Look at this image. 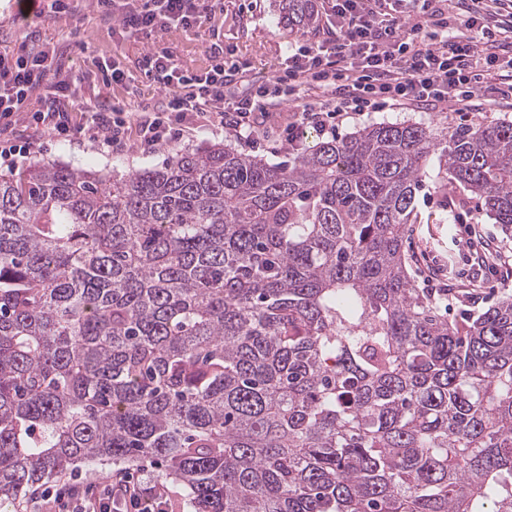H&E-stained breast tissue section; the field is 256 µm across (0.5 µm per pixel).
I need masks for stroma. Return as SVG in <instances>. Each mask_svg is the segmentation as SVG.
Masks as SVG:
<instances>
[{"instance_id":"35a3bbf8","label":"stroma","mask_w":512,"mask_h":512,"mask_svg":"<svg viewBox=\"0 0 512 512\" xmlns=\"http://www.w3.org/2000/svg\"><path fill=\"white\" fill-rule=\"evenodd\" d=\"M277 2L214 0L210 18L203 27L189 32L166 31L145 39L114 34L111 16L99 11L94 0H70L69 9L61 12L40 5L38 16L28 23L20 20L16 0H0V52L15 53L31 42L55 47L65 66L79 78L76 112H83L85 104L104 100L123 104L134 112L164 95L160 86L146 79L138 67L141 55L154 47L170 49L179 64L191 71L206 67L210 56L220 51L246 65L254 83L281 74L289 49L302 37L289 32L281 22ZM96 57L118 63L125 72L123 82L106 80L92 63ZM294 111V105L285 106L275 120L260 126L250 145L226 139L223 131L211 126L193 129L189 135L153 147L140 144L133 135L126 148L118 152L101 151L89 142L74 146L45 133L37 138L31 153L19 159L18 165L25 168L50 160L77 169L125 176L161 165L175 151L221 141L235 152L283 165L290 156L277 152L276 147L292 122ZM497 119L511 121L512 108L496 106L468 120L444 105L434 109L386 107L348 120L339 134L346 137L380 123L454 128L468 121L479 125ZM443 178L438 160H431L424 186L417 195L416 219L409 227L404 251L411 276H418V260L422 257L438 269L440 283L446 284L457 297L447 310L448 318L452 319L467 310L489 307L512 293V277L505 275L497 257L498 252L512 250V237L494 224L472 195L459 189L444 190Z\"/></svg>"}]
</instances>
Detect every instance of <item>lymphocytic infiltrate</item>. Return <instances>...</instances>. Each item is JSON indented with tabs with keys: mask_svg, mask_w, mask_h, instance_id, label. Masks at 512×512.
Instances as JSON below:
<instances>
[{
	"mask_svg": "<svg viewBox=\"0 0 512 512\" xmlns=\"http://www.w3.org/2000/svg\"><path fill=\"white\" fill-rule=\"evenodd\" d=\"M118 19L122 35L196 29L209 18L208 0H97ZM336 24L320 40L288 52L282 72L253 86L247 69L223 55L207 67L182 69L173 52L147 51L140 68L165 92L158 107L130 112L104 101L74 121L71 79L54 53H0V136L24 124L74 145L97 142L124 149L130 134L155 146L182 127L209 118L229 135L247 139L273 111L295 103L285 143L297 149L307 130L335 135L339 123L383 106L446 103L458 112L512 107V0H457L464 34L453 33L448 0H327ZM169 489L151 474L120 470L108 485L61 486L72 512H165Z\"/></svg>",
	"mask_w": 512,
	"mask_h": 512,
	"instance_id": "f902f5d3",
	"label": "lymphocytic infiltrate"
}]
</instances>
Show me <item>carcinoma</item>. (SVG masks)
Segmentation results:
<instances>
[{
  "mask_svg": "<svg viewBox=\"0 0 512 512\" xmlns=\"http://www.w3.org/2000/svg\"><path fill=\"white\" fill-rule=\"evenodd\" d=\"M435 153L512 229L494 120L0 174V500L148 459L193 512H512V296L450 320L404 258Z\"/></svg>",
  "mask_w": 512,
  "mask_h": 512,
  "instance_id": "1",
  "label": "carcinoma"
}]
</instances>
